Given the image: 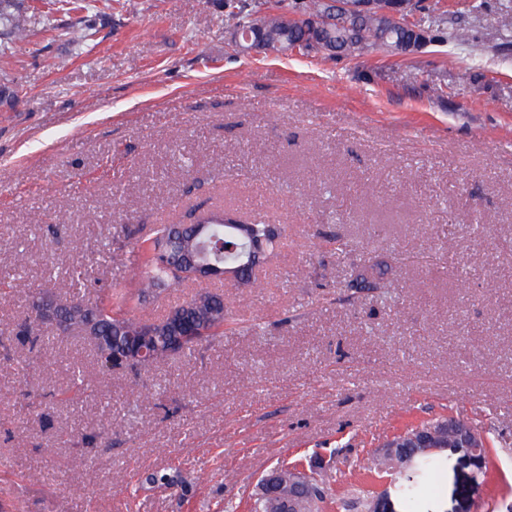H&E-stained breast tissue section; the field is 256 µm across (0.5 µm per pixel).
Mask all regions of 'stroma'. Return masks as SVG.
<instances>
[{
  "instance_id": "obj_1",
  "label": "stroma",
  "mask_w": 512,
  "mask_h": 512,
  "mask_svg": "<svg viewBox=\"0 0 512 512\" xmlns=\"http://www.w3.org/2000/svg\"><path fill=\"white\" fill-rule=\"evenodd\" d=\"M0 27V332L78 265L132 283L134 237L196 209L284 224L253 286L214 281L223 337L98 384L84 336L0 343V502L14 512H248L280 462L344 512L512 504V0H424L413 53H246L224 0H13ZM466 31L458 43L454 35ZM468 80H461V73ZM66 233L48 232L57 215ZM344 251H337V243ZM25 265H17V256ZM382 279L383 287H361ZM92 380L71 400L72 367ZM44 396L27 407L24 393ZM460 417L482 464L444 451L415 505L372 456ZM124 422L112 439L82 433ZM10 0H0V26L7 28L19 38L26 37V21L20 15L11 10Z\"/></svg>"
}]
</instances>
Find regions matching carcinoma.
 Wrapping results in <instances>:
<instances>
[{
    "mask_svg": "<svg viewBox=\"0 0 512 512\" xmlns=\"http://www.w3.org/2000/svg\"><path fill=\"white\" fill-rule=\"evenodd\" d=\"M327 8L323 0H300L296 9L307 18L319 16ZM226 22L234 28L247 29L253 41L269 47L271 52H285L300 38L301 29L292 28L277 17L260 15L250 5L242 3L229 7L225 13ZM0 26L22 38L27 35L25 19L12 11L11 0H0ZM420 28L421 22L412 27H397L382 23L373 17H364L349 22L338 23L325 31V38L315 36L307 41L306 50L338 56H356L370 49H380L387 43L398 45L412 39L411 28ZM176 225L158 224L152 235L139 239L133 250L142 269L141 278L130 288L111 285L106 289L82 292L66 290L68 284L52 285L42 289L40 296L58 303L84 304L86 308H76L70 313L71 330L83 332L88 323L96 330L94 347L99 357L107 353L123 354L126 351L125 330L151 321L149 305L164 292H174L190 283V279L178 274L174 265L180 259L181 235L175 233ZM247 242L232 228L223 225L208 237L205 242L195 240L192 248L201 250L203 258L214 263H233L243 260ZM229 307L224 296L210 290L196 292L192 297L178 303L159 319V335L149 337L154 344L150 364H158L178 353L191 351L199 345L224 335V325ZM190 328L203 331V335L176 342L178 334ZM56 335L54 328L37 321L34 315H27L15 333L34 346ZM436 456L418 457L414 465L404 466L400 458L388 457L384 465L376 469L389 475H401L402 492L409 498L417 494L416 475L427 470H436ZM315 494L299 504L301 512H323L329 498V490L323 484L316 485Z\"/></svg>",
    "mask_w": 512,
    "mask_h": 512,
    "instance_id": "obj_1",
    "label": "carcinoma"
}]
</instances>
